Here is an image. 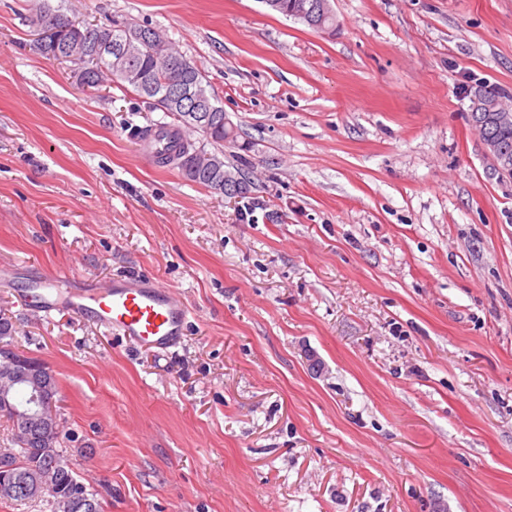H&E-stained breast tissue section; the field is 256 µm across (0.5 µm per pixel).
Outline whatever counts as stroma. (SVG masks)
Returning <instances> with one entry per match:
<instances>
[{
  "mask_svg": "<svg viewBox=\"0 0 512 512\" xmlns=\"http://www.w3.org/2000/svg\"><path fill=\"white\" fill-rule=\"evenodd\" d=\"M160 30L233 130L229 198L149 161L174 116L93 93L0 0V310L59 384L103 512H512V180L470 122L512 92V0H49ZM149 277L189 309L140 349L27 274ZM308 2V4H298L297 6H294L288 11V14H285L280 10L279 13L285 15V16H294L295 18L303 19L304 22H307L312 28H320L321 22H317L313 18V13L315 12L317 15H323V16H330L324 19L322 23H324V26L326 28L333 27V29L336 28V15L333 12L332 15V7L330 4V0H319L318 3L314 4V2H317V0H305ZM309 4H313L309 7ZM315 10V11H312ZM312 11V12H311ZM332 15V16H331ZM302 20V21H303Z\"/></svg>",
  "mask_w": 512,
  "mask_h": 512,
  "instance_id": "35a3bbf8",
  "label": "stroma"
}]
</instances>
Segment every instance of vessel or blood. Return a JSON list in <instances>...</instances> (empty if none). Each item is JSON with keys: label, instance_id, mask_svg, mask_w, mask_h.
<instances>
[{"label": "vessel or blood", "instance_id": "vessel-or-blood-1", "mask_svg": "<svg viewBox=\"0 0 512 512\" xmlns=\"http://www.w3.org/2000/svg\"><path fill=\"white\" fill-rule=\"evenodd\" d=\"M43 312L64 306L89 323L140 345L166 350L182 340L188 310L176 293L150 281L75 282L64 270L44 273L24 292Z\"/></svg>", "mask_w": 512, "mask_h": 512}]
</instances>
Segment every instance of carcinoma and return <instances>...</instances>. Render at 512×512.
Listing matches in <instances>:
<instances>
[{
    "instance_id": "obj_1",
    "label": "carcinoma",
    "mask_w": 512,
    "mask_h": 512,
    "mask_svg": "<svg viewBox=\"0 0 512 512\" xmlns=\"http://www.w3.org/2000/svg\"><path fill=\"white\" fill-rule=\"evenodd\" d=\"M32 10L45 34L40 43H31L30 49L49 58H57V48L64 44L83 43L86 47L116 39L135 41L141 27L95 24L76 25L60 7H53L48 0H33ZM116 80L132 88L149 101L154 108L174 115L177 127L157 126V130L171 136L173 147L158 157L162 164H174L178 169L196 165V170L184 174L193 183L216 192L230 190L237 196L247 193L245 182L224 169V138L230 129L224 126V113H211L208 132L203 137L219 150L210 153L196 147L191 134L198 125L185 110L162 97L160 92L170 85L188 84L195 94L211 97L203 83L200 70L184 59L165 39L151 47H143L129 56L117 68ZM21 404L10 401V406L0 404V418L11 426V448H0V457L6 456L14 465L11 475L0 479L1 503H26L51 496L52 512H102L97 493L78 479L72 467H61L55 458L65 456L57 447L59 434H44L40 428L23 430L17 425Z\"/></svg>"
}]
</instances>
